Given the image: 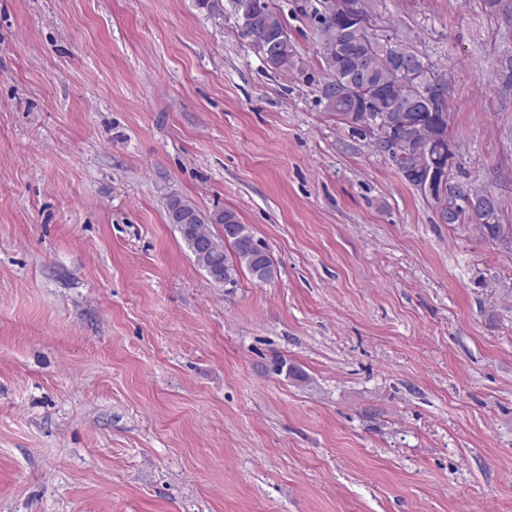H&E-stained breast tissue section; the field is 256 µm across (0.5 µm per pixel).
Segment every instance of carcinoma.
<instances>
[{"mask_svg":"<svg viewBox=\"0 0 512 512\" xmlns=\"http://www.w3.org/2000/svg\"><path fill=\"white\" fill-rule=\"evenodd\" d=\"M240 35L255 42L265 39L271 48L264 63L276 71L295 68V46L269 0H229ZM317 27L315 35L323 46L321 67L323 84L319 88V101L324 110L346 124L360 126L366 113L386 112L392 101L401 95L410 96L415 83L405 80L390 66L387 54L389 39H384L375 29H354L346 24L344 12L335 13L329 0L322 7L313 9ZM413 140L407 157L391 158L398 172L409 183L414 184L412 168L424 157L421 150L427 148L436 134L448 133L447 101L441 100L438 111L418 112L413 117ZM458 196L459 212L456 224H475L483 236L497 239L503 233L500 224V208L496 199L466 184L458 183L449 176L445 191L438 194L435 203L448 202V194ZM167 219L176 225L189 251H194L193 242L209 239L219 248V258L213 262L207 257L194 256L196 264L207 269L208 276L221 280L224 286H238L240 274L246 272L258 283H268L275 277V265L265 245L256 239L251 227L241 224L232 209L204 214L191 201L172 196L167 202ZM209 224H240L245 237H221L207 229Z\"/></svg>","mask_w":512,"mask_h":512,"instance_id":"obj_1","label":"carcinoma"}]
</instances>
